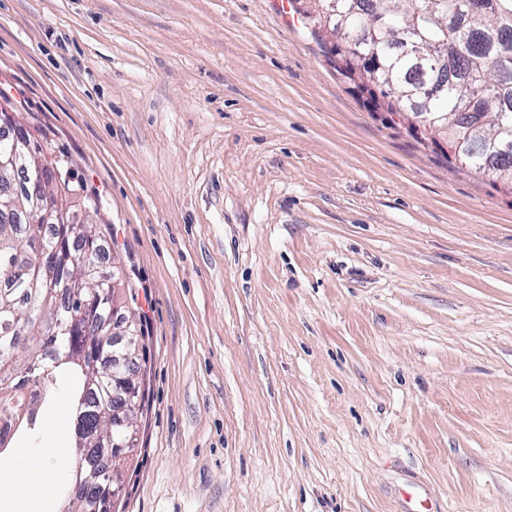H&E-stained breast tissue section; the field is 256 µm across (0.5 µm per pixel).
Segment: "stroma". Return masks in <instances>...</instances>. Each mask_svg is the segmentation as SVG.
Masks as SVG:
<instances>
[{"instance_id":"obj_1","label":"stroma","mask_w":512,"mask_h":512,"mask_svg":"<svg viewBox=\"0 0 512 512\" xmlns=\"http://www.w3.org/2000/svg\"><path fill=\"white\" fill-rule=\"evenodd\" d=\"M293 2L0 0V102L144 330L113 510L512 512V188Z\"/></svg>"}]
</instances>
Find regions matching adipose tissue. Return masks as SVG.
Returning <instances> with one entry per match:
<instances>
[{
  "instance_id": "ef3b65f1",
  "label": "adipose tissue",
  "mask_w": 512,
  "mask_h": 512,
  "mask_svg": "<svg viewBox=\"0 0 512 512\" xmlns=\"http://www.w3.org/2000/svg\"><path fill=\"white\" fill-rule=\"evenodd\" d=\"M70 462L69 450L56 446L39 449L19 462L10 457L1 458L0 493L22 505L36 503V512H55L48 491L60 470Z\"/></svg>"
}]
</instances>
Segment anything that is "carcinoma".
Segmentation results:
<instances>
[{"label":"carcinoma","mask_w":512,"mask_h":512,"mask_svg":"<svg viewBox=\"0 0 512 512\" xmlns=\"http://www.w3.org/2000/svg\"><path fill=\"white\" fill-rule=\"evenodd\" d=\"M316 22L351 48V72L381 88L387 106L423 122L441 136L449 155L476 175L512 187L498 174L512 170V152L492 158L482 138L498 126L512 128V0H483L485 15L461 11L464 0H336V11L319 0ZM389 23L365 38L375 14ZM413 31L424 44L426 61L402 54V31ZM442 88L435 98H409L406 88L422 84ZM448 113V131L436 117ZM43 144L21 125L0 128V159L16 164L0 170V456L23 436L37 442L45 430L44 408L59 381L73 382V401L88 412L87 434L73 440L75 467L93 480L84 495L68 496L64 512H101L117 483L103 458L114 455L113 408L118 405L112 376V347L102 360L93 355L112 331V272L92 271L94 253H102L106 234L90 220L81 224H32L33 182L56 196L68 213H98V196L75 179L68 156L50 154L38 174L30 172L26 146ZM56 254L53 282L39 253ZM105 292L106 302H91Z\"/></svg>","instance_id":"1"}]
</instances>
